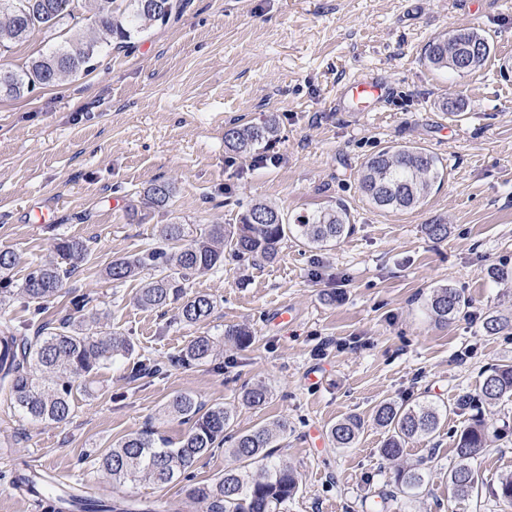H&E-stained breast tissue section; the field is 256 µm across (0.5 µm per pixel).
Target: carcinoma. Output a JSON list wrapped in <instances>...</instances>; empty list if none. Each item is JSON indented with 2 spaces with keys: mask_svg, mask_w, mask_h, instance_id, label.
<instances>
[{
  "mask_svg": "<svg viewBox=\"0 0 512 512\" xmlns=\"http://www.w3.org/2000/svg\"><path fill=\"white\" fill-rule=\"evenodd\" d=\"M94 23L109 38L129 43L148 26L166 22L177 8V0H84ZM75 0H0V48L20 43L36 31H52L66 22H76ZM475 42L485 46L473 57L471 71L478 70L490 53L487 37L470 29L453 31V39L443 34L424 51L425 61L435 68L453 70L457 59ZM102 42L81 30L71 33L62 44L30 60L20 70L0 68V95L17 97L37 85H53L65 76L91 70L92 60ZM276 133L275 121L261 125H242L228 129L225 143L238 153L252 150ZM444 173L439 158L419 147L392 146L369 158L361 173L360 184L367 198L383 210H411L419 206L435 180ZM150 203L158 208L168 205L173 187L155 181L145 190ZM353 228L347 207L336 205L299 220L286 222L283 214L264 203L253 204L233 229L211 225L207 234L186 240L184 224H166L161 238L140 253L112 261L107 275L116 286L149 274L138 289L137 300L146 308H162L172 301L181 302L180 320L188 325L206 321L216 303L206 295H190V280L202 271L224 270V249L238 259L261 257L273 260L280 244L290 233L313 248L335 243ZM57 260L33 264L19 284L11 273L16 255L0 250V303L19 301L29 318L23 326L0 325V391L11 407L38 422L62 425L73 413L72 392L75 383L101 365L128 361L133 379L164 373V366L150 356L132 358L129 338L96 331L102 321L86 316V296L67 287L69 280L88 257L87 246L66 236L56 238ZM62 297L69 313L57 321L42 318L47 305ZM465 307L461 294L441 286L434 290L430 312L438 322H446ZM35 330V335L27 332ZM491 335L512 331V319L492 315L485 321ZM213 356L209 336L195 337L184 349L169 358L172 365L201 363ZM267 387L257 384L244 390L243 400L254 407L267 398ZM512 396V363L492 366L485 375L478 397L484 402ZM448 408L431 404L409 406L385 402L376 411L378 424L387 429L380 452L395 461L403 455L408 440L427 438L440 428ZM163 416L191 423L188 432L172 442L152 429L128 436L112 446L97 460L99 468L112 477L116 487L148 479L158 485L182 484L186 498L202 512H282L288 500L299 490L300 475L278 459L274 448L286 432L280 423L261 425L248 433L232 434L233 410L224 406L208 409L191 395H178L164 408ZM363 428L360 418L350 416L329 429L336 448H349ZM497 430L481 420L463 430L455 448L456 463L448 473V483L461 496L479 490L480 479L471 461L487 447ZM226 447L241 466L224 471L210 483L193 482L192 469L205 455ZM259 464L258 473L249 466ZM425 483L419 467H399L391 483L395 494H412ZM13 485L23 487L36 498L43 512H159L156 502L114 496L103 500L71 490L60 496L48 493L51 484L39 473L16 475Z\"/></svg>",
  "mask_w": 512,
  "mask_h": 512,
  "instance_id": "carcinoma-1",
  "label": "carcinoma"
}]
</instances>
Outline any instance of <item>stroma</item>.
<instances>
[{"label": "stroma", "instance_id": "1", "mask_svg": "<svg viewBox=\"0 0 512 512\" xmlns=\"http://www.w3.org/2000/svg\"><path fill=\"white\" fill-rule=\"evenodd\" d=\"M454 29L490 41L473 74L423 60L428 42ZM67 35L34 32L0 54V67L25 66ZM365 77L388 84L389 96L373 112L340 108L343 85ZM451 101L459 113L444 110ZM270 119L275 140L244 154L225 146L232 123ZM405 143L438 156L444 179L416 209H379L360 189L362 167ZM157 180L174 187L164 208L144 196ZM339 200L353 231L336 246L291 237L274 260L196 275L189 293L217 303L197 325L180 322L175 302L142 307L136 283L118 288L107 275L167 224L198 236L238 223L259 201L293 220ZM428 224L447 225V240L429 239ZM59 233L88 247L71 287L136 353L161 360L209 336L215 354L154 380H131L122 362L103 366L73 393V418L61 427L23 419L0 395V512H35L10 485L20 459L95 492L194 512L181 486L116 488L97 464L149 427L178 441L188 424L158 416L178 394L232 407L238 433L286 425L280 456L302 477L287 512H373L380 500L383 512H512L493 494L512 474V398L457 407L486 367L512 362V335L484 328L488 316H512V283L487 274L512 267V0H181L166 24L103 47L95 70L0 97V249L16 253L15 276L51 261ZM445 285L468 305L441 323L429 304ZM283 309L294 325L277 323ZM232 328L252 331V344L228 340ZM255 383L269 391L258 408L242 400ZM385 401L444 404L448 417L394 463L380 454L387 431L375 420ZM349 416L361 419V434L353 447H333L330 426ZM477 417L499 435L472 461L478 494L463 498L446 474L457 435ZM399 464L424 468L425 484L384 497Z\"/></svg>", "mask_w": 512, "mask_h": 512}]
</instances>
